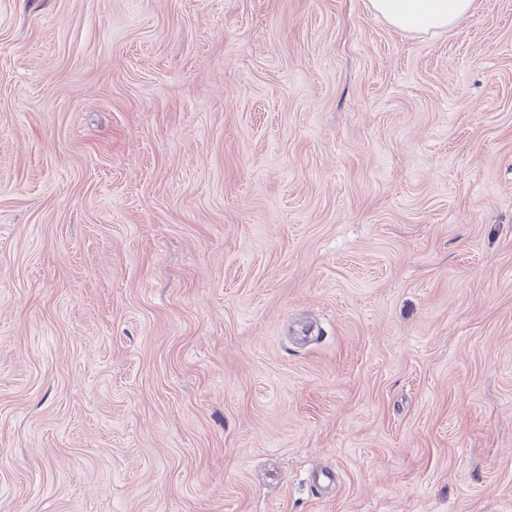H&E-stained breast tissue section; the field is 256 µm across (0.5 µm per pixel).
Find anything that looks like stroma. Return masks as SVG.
<instances>
[{"mask_svg":"<svg viewBox=\"0 0 512 512\" xmlns=\"http://www.w3.org/2000/svg\"><path fill=\"white\" fill-rule=\"evenodd\" d=\"M0 512H512V0H0ZM372 9L406 31L446 30L471 14L473 0H370Z\"/></svg>","mask_w":512,"mask_h":512,"instance_id":"obj_1","label":"stroma"}]
</instances>
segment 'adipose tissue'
<instances>
[{"label": "adipose tissue", "mask_w": 512, "mask_h": 512, "mask_svg": "<svg viewBox=\"0 0 512 512\" xmlns=\"http://www.w3.org/2000/svg\"><path fill=\"white\" fill-rule=\"evenodd\" d=\"M372 9L406 31L446 30L470 15L473 0H370Z\"/></svg>", "instance_id": "ef3b65f1"}]
</instances>
